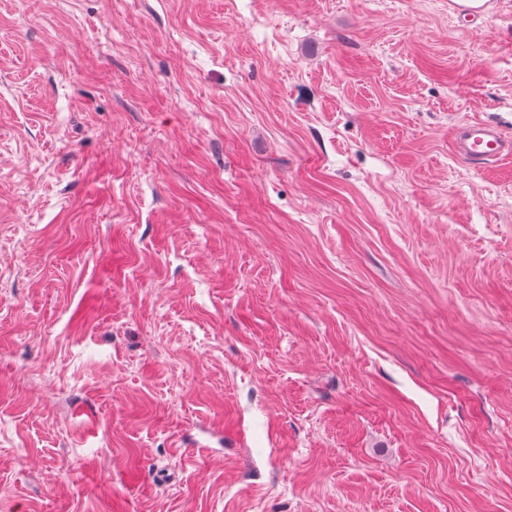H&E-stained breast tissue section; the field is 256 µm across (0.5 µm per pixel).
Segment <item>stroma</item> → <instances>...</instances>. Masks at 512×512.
I'll return each instance as SVG.
<instances>
[{
  "label": "stroma",
  "instance_id": "obj_1",
  "mask_svg": "<svg viewBox=\"0 0 512 512\" xmlns=\"http://www.w3.org/2000/svg\"><path fill=\"white\" fill-rule=\"evenodd\" d=\"M512 0H0V512H512ZM454 151L465 160L492 166L512 158V136L495 124L471 120L457 129Z\"/></svg>",
  "mask_w": 512,
  "mask_h": 512
}]
</instances>
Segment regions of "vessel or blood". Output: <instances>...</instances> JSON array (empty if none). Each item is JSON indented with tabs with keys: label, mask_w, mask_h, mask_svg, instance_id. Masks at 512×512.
<instances>
[{
	"label": "vessel or blood",
	"mask_w": 512,
	"mask_h": 512,
	"mask_svg": "<svg viewBox=\"0 0 512 512\" xmlns=\"http://www.w3.org/2000/svg\"><path fill=\"white\" fill-rule=\"evenodd\" d=\"M454 151L465 160L491 166L512 158V135L495 124L472 120L457 129Z\"/></svg>",
	"instance_id": "1"
}]
</instances>
